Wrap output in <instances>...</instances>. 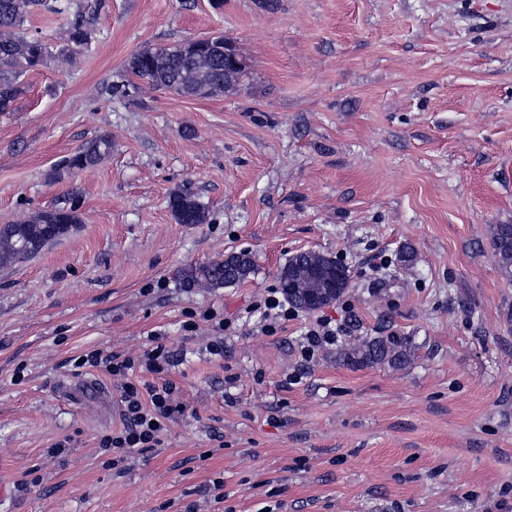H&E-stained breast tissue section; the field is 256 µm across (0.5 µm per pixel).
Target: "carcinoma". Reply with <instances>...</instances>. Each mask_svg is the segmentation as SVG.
<instances>
[{"label":"carcinoma","mask_w":512,"mask_h":512,"mask_svg":"<svg viewBox=\"0 0 512 512\" xmlns=\"http://www.w3.org/2000/svg\"><path fill=\"white\" fill-rule=\"evenodd\" d=\"M72 0H0V65L17 73L36 71L44 66L47 48L35 36L20 32L30 15L48 10L67 13ZM69 41L89 46L91 22L81 13L74 15L68 29ZM247 69L224 70V37H207L186 49L178 45L145 47L131 56L125 75L103 89L108 97H128L141 80L156 89L173 90L187 97H211L224 93V84L240 83ZM23 93L21 84L0 73V112H11ZM112 151V136L100 134L63 159L59 170L71 174L97 165ZM169 205L181 224H206L208 213L184 189L174 191ZM80 223L77 209L58 207L32 213L16 224L0 225V268L24 262L39 254L49 244L67 236ZM495 262L501 275L512 281V224H492L488 229ZM327 263L343 274L342 289H347L350 274L342 262L316 251H304L288 259L285 267H307ZM250 253L241 251L224 259L189 265L176 271L175 277L193 288H223L246 279L254 270ZM341 359L359 364H383L402 367L411 362V348L406 339L390 336H355Z\"/></svg>","instance_id":"obj_1"}]
</instances>
